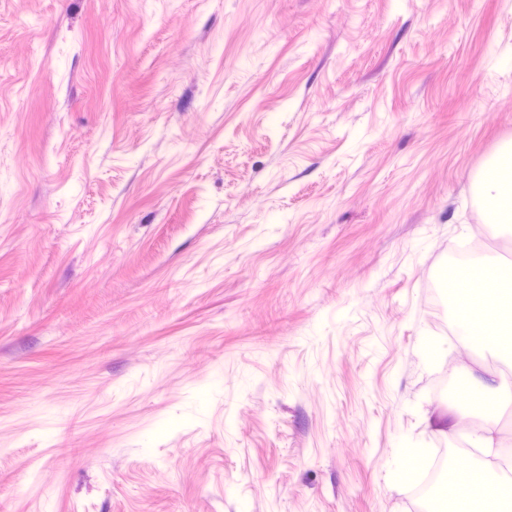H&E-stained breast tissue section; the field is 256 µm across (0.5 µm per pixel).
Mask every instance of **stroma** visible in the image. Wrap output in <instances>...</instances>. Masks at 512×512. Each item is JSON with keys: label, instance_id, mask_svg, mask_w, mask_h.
Listing matches in <instances>:
<instances>
[{"label": "stroma", "instance_id": "obj_1", "mask_svg": "<svg viewBox=\"0 0 512 512\" xmlns=\"http://www.w3.org/2000/svg\"><path fill=\"white\" fill-rule=\"evenodd\" d=\"M507 58L512 0H0V512H446Z\"/></svg>", "mask_w": 512, "mask_h": 512}]
</instances>
